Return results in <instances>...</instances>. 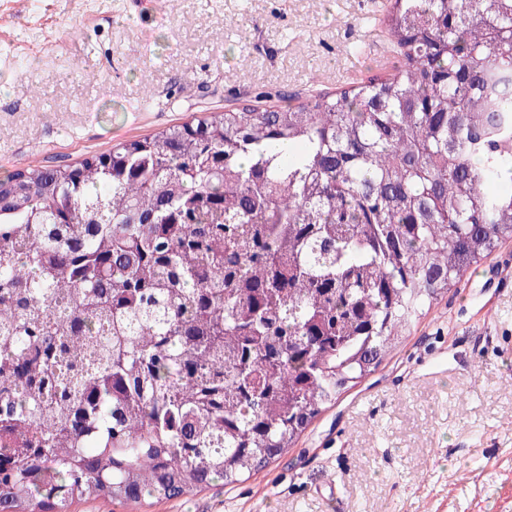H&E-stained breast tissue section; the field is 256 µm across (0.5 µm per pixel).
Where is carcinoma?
Masks as SVG:
<instances>
[{
	"instance_id": "1",
	"label": "carcinoma",
	"mask_w": 512,
	"mask_h": 512,
	"mask_svg": "<svg viewBox=\"0 0 512 512\" xmlns=\"http://www.w3.org/2000/svg\"><path fill=\"white\" fill-rule=\"evenodd\" d=\"M394 73L0 180V512L235 484L512 239V0Z\"/></svg>"
}]
</instances>
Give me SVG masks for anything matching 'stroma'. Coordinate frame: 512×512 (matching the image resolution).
Here are the masks:
<instances>
[{
  "label": "stroma",
  "mask_w": 512,
  "mask_h": 512,
  "mask_svg": "<svg viewBox=\"0 0 512 512\" xmlns=\"http://www.w3.org/2000/svg\"><path fill=\"white\" fill-rule=\"evenodd\" d=\"M390 0H0V179L392 73ZM512 242L235 485L74 512H512Z\"/></svg>",
  "instance_id": "35a3bbf8"
}]
</instances>
